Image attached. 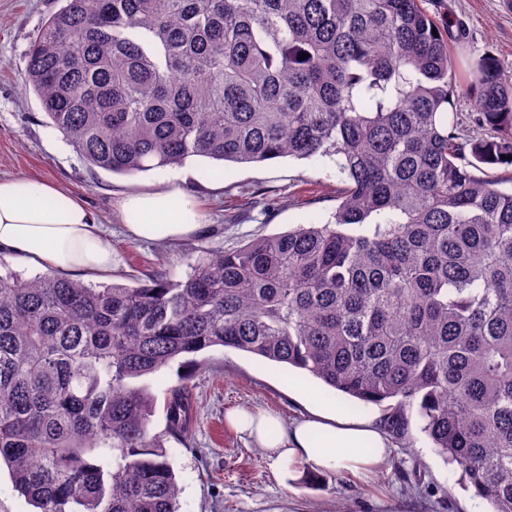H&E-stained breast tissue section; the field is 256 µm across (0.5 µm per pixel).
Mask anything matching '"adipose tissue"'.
Masks as SVG:
<instances>
[{"instance_id":"adipose-tissue-1","label":"adipose tissue","mask_w":512,"mask_h":512,"mask_svg":"<svg viewBox=\"0 0 512 512\" xmlns=\"http://www.w3.org/2000/svg\"><path fill=\"white\" fill-rule=\"evenodd\" d=\"M135 240L194 235L202 214L187 192L131 193L121 205ZM0 253L48 272L96 275L112 270V240L84 199L58 184L27 176L0 179ZM227 422L268 453L277 472L355 475L379 468L392 443L379 426L348 417L340 404L310 410L291 423L237 410Z\"/></svg>"}]
</instances>
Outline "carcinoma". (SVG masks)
<instances>
[{
	"mask_svg": "<svg viewBox=\"0 0 512 512\" xmlns=\"http://www.w3.org/2000/svg\"><path fill=\"white\" fill-rule=\"evenodd\" d=\"M25 84L92 167L328 157L331 224L134 285L25 278L0 256V468L33 512H179L141 379L230 348L288 364L408 434L412 414L490 512H512V71L421 0H63ZM437 34H432V31ZM308 54L302 59L300 55ZM493 136L466 140L457 103Z\"/></svg>",
	"mask_w": 512,
	"mask_h": 512,
	"instance_id": "carcinoma-1",
	"label": "carcinoma"
}]
</instances>
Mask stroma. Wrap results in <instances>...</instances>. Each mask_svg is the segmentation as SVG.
Masks as SVG:
<instances>
[{"mask_svg": "<svg viewBox=\"0 0 512 512\" xmlns=\"http://www.w3.org/2000/svg\"><path fill=\"white\" fill-rule=\"evenodd\" d=\"M60 6L61 0H0V178L31 176L85 200L112 234L114 265L98 282L122 283L168 263L181 276L187 260L204 253L332 220L340 175L325 157L228 163L220 170L195 158L132 176L90 168L47 125L37 96L22 82L29 46L43 19ZM424 6L438 23L463 26L478 52L512 67V0H425ZM174 189L196 197L203 213L199 231L178 241L132 239L120 218L123 196ZM184 379L195 399L190 435L167 441L181 487L180 512H489L460 468L437 454L416 418L408 439L393 436L389 459L372 474L311 482L275 473L265 450L231 429L226 413L249 407L289 422L313 402L342 395L293 368L229 348L208 349L194 362L179 360L146 377L155 397L153 432L164 431L165 398Z\"/></svg>", "mask_w": 512, "mask_h": 512, "instance_id": "35a3bbf8", "label": "stroma"}]
</instances>
